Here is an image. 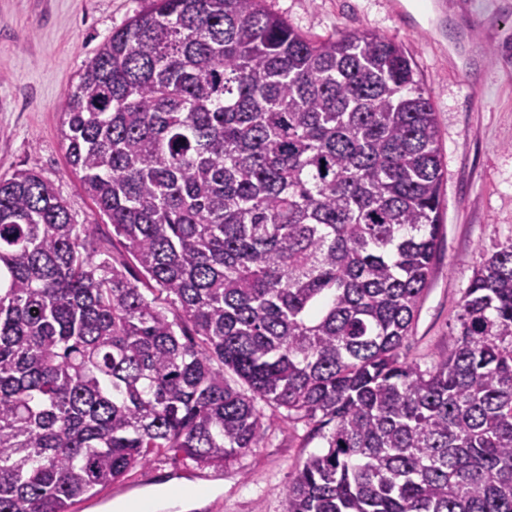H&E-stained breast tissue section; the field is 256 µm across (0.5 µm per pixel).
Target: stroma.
<instances>
[{"mask_svg": "<svg viewBox=\"0 0 512 512\" xmlns=\"http://www.w3.org/2000/svg\"><path fill=\"white\" fill-rule=\"evenodd\" d=\"M148 0H0V179L29 171L51 182L76 223L111 238L61 136L70 88L111 35ZM308 35L373 31L403 44L430 94L445 171L443 231L412 331L408 361L430 367L454 344L464 290L512 238V0H263ZM259 447L218 468L168 456L130 470L125 485L208 489L189 512H286L285 488L325 441L316 423L257 401Z\"/></svg>", "mask_w": 512, "mask_h": 512, "instance_id": "35a3bbf8", "label": "stroma"}]
</instances>
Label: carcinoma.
<instances>
[{"label": "carcinoma", "mask_w": 512, "mask_h": 512, "mask_svg": "<svg viewBox=\"0 0 512 512\" xmlns=\"http://www.w3.org/2000/svg\"><path fill=\"white\" fill-rule=\"evenodd\" d=\"M70 166L0 179V512H69L159 455L222 467L262 399L333 425L288 512H512V239L454 348L401 355L441 230L433 103L405 48L260 0H154L68 94Z\"/></svg>", "instance_id": "carcinoma-1"}]
</instances>
